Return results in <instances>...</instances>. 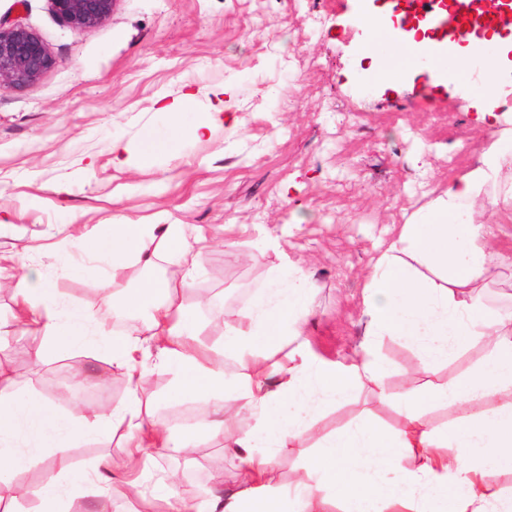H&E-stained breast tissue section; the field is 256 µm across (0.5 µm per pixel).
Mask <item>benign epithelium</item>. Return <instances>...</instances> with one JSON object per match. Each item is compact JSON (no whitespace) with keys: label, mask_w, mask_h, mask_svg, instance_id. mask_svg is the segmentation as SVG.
<instances>
[{"label":"benign epithelium","mask_w":512,"mask_h":512,"mask_svg":"<svg viewBox=\"0 0 512 512\" xmlns=\"http://www.w3.org/2000/svg\"><path fill=\"white\" fill-rule=\"evenodd\" d=\"M53 12L76 30L95 28L112 15L116 0H49ZM43 40L20 21H0V90L36 82L51 66Z\"/></svg>","instance_id":"1"}]
</instances>
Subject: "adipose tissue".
I'll list each match as a JSON object with an SVG mask.
<instances>
[{
    "label": "adipose tissue",
    "instance_id": "1",
    "mask_svg": "<svg viewBox=\"0 0 512 512\" xmlns=\"http://www.w3.org/2000/svg\"><path fill=\"white\" fill-rule=\"evenodd\" d=\"M193 105L194 96L187 93L166 106V133L144 140L140 163L176 151L185 136L202 138L224 111L215 106L210 119L188 127L182 115ZM510 151L512 136L493 142L475 167L449 181L426 212L402 225L365 287L368 338L348 363L308 357L300 338L312 288L304 275L277 273L217 351L206 345L194 314L179 299L194 276L195 257L208 245L204 235L190 238L179 224L133 220L107 233L72 225L67 241L82 258L103 265L95 286L110 293L113 312L129 318L148 314L143 328L123 337L99 332L102 348L126 372L130 399L118 407L75 406L63 413L55 403L20 392L14 371L0 365V512H13L28 497L19 475L43 459L50 460L55 475L40 488L36 512H69L79 492L110 501L114 475L135 464L143 449L193 453V437L157 428L144 416L148 372L137 355L146 345L158 366L171 373L173 395L193 396L213 427L231 436L240 457L236 485L210 492L193 512H323L325 492L340 512H512V494L489 480L493 473L512 472V313L490 309L483 301L479 285L486 274L487 243L481 225L466 217L478 201L498 207V198L485 189ZM171 258L185 262L183 279L124 288L131 268L147 269ZM9 286L13 325L39 338L32 350L35 359L86 343L90 327L84 315L53 284L24 270ZM387 337L419 348L418 372L426 378L422 387L387 390L388 369L375 350L376 340ZM476 343L485 347L482 362L456 383L438 382L437 367ZM228 356L239 369L234 412L224 398ZM363 387L395 405L400 427L358 421L323 440L304 476L280 491L271 477L272 449L301 446L324 406ZM441 406L455 410L454 421L430 426L428 412ZM119 429L125 438L122 458L74 468V443Z\"/></svg>",
    "mask_w": 512,
    "mask_h": 512
}]
</instances>
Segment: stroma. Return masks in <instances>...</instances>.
Here are the masks:
<instances>
[{"instance_id": "stroma-1", "label": "stroma", "mask_w": 512, "mask_h": 512, "mask_svg": "<svg viewBox=\"0 0 512 512\" xmlns=\"http://www.w3.org/2000/svg\"><path fill=\"white\" fill-rule=\"evenodd\" d=\"M354 0H116L111 17L86 31L60 21L49 0H0V19L22 20L52 56L33 84L0 91V252L52 280L93 321L107 323L95 274L70 247L57 259L34 245L76 222L202 227L212 241L182 296L211 346L263 292L273 269L293 268L313 286L303 339L317 361L350 362L366 334L362 313L373 265L402 224L426 209L476 164L503 129L512 131V61H493L499 122L481 120L474 67L429 68L389 84L374 74L386 52L369 53ZM240 120L217 123L185 140L179 154L138 160L146 135L163 136L159 97L196 94L188 122L211 112L224 85ZM121 139L128 161L112 160ZM488 226L489 275L481 292L494 309L512 308V220L474 205ZM36 339L9 330L0 361L19 367L18 387L47 400L77 392L93 376L107 382L84 404L119 405L130 397L122 369L94 342L35 360ZM377 351L387 386H421L418 348L384 338ZM170 375L152 368L148 411L156 426L201 435L194 458L146 449L136 471L186 468L180 498L194 502L235 485L239 460L224 435L206 432L196 401L168 398ZM387 427L401 419L389 401L363 389L325 409L301 447L276 455L275 479L288 484L324 438L360 419Z\"/></svg>"}]
</instances>
